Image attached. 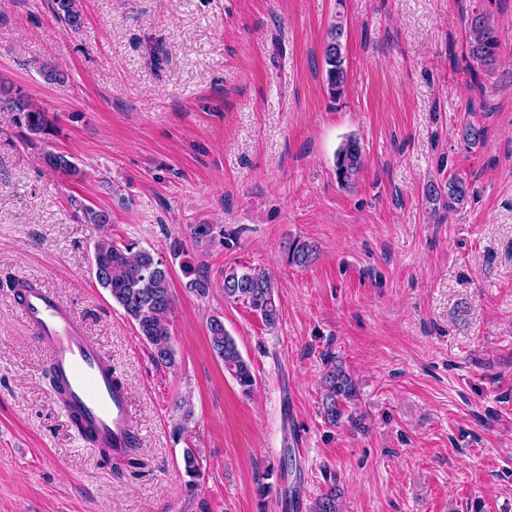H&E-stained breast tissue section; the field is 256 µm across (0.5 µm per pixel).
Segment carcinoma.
<instances>
[{
	"label": "carcinoma",
	"mask_w": 512,
	"mask_h": 512,
	"mask_svg": "<svg viewBox=\"0 0 512 512\" xmlns=\"http://www.w3.org/2000/svg\"><path fill=\"white\" fill-rule=\"evenodd\" d=\"M58 18L71 29L82 24V15L77 0H54ZM470 57L484 65L493 60L497 40L493 29L481 13H474L468 23ZM343 21H336L328 30L324 45L325 86L333 101L342 97L347 85L346 56L343 53ZM0 112H11L17 125L37 137L48 133L51 120L48 113L30 102L28 98L10 88L0 90ZM365 161V149L359 138H346L336 150V183L343 189L355 185ZM47 166L54 172L70 176L79 174V169L62 153L45 155ZM447 191L435 183L425 189L427 201L436 202L442 195L448 197V208L465 204L469 197L466 183L456 177L448 178ZM85 224L100 228L112 225V213L107 209L94 208L74 203ZM317 256V247L306 241L293 240L286 246L287 263L290 266L306 267ZM92 265L95 279L105 289L112 302L121 307L124 314L135 324L140 338L152 349L153 359L166 366L175 364L172 334L168 315L173 309L175 296L171 288L170 268L155 258L149 251L136 248L133 243L119 244L110 236H103L94 246ZM194 278L187 288L205 295L211 287L207 272L193 270ZM224 299L242 303L258 314L263 324L272 329L280 321L281 311L275 297V285L269 275L249 266L229 267L224 270ZM212 350L224 364V371L232 377L245 397L251 396L256 385V375L249 361L240 353L235 340L224 328V321L213 316L208 322ZM359 396V384L345 364L334 356L326 358V372L322 377V412L327 423L338 424L348 417L352 424L361 419L346 414V407L355 403ZM184 471L191 483L203 476L199 449L188 447L182 455ZM341 490L332 484L313 505L311 512H340Z\"/></svg>",
	"instance_id": "cac0c4a2"
}]
</instances>
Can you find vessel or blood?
Returning a JSON list of instances; mask_svg holds the SVG:
<instances>
[{
    "label": "vessel or blood",
    "mask_w": 512,
    "mask_h": 512,
    "mask_svg": "<svg viewBox=\"0 0 512 512\" xmlns=\"http://www.w3.org/2000/svg\"><path fill=\"white\" fill-rule=\"evenodd\" d=\"M20 299L26 326L49 348L69 411L94 432L96 446L123 457L137 434L128 391L111 359L89 339L76 313L45 288L26 284Z\"/></svg>",
    "instance_id": "obj_1"
}]
</instances>
